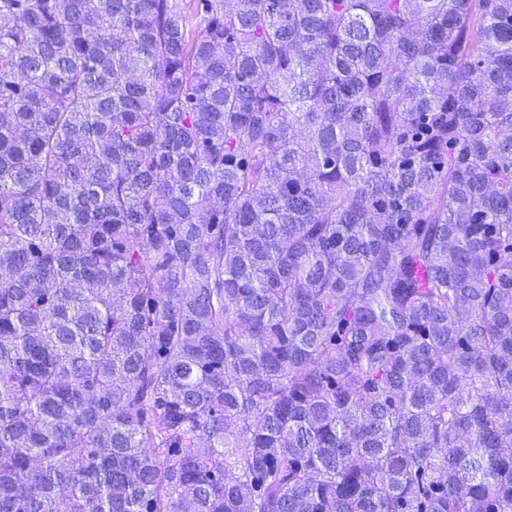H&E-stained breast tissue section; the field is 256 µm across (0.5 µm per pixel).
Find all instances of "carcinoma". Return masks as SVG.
Masks as SVG:
<instances>
[{"instance_id": "cac0c4a2", "label": "carcinoma", "mask_w": 512, "mask_h": 512, "mask_svg": "<svg viewBox=\"0 0 512 512\" xmlns=\"http://www.w3.org/2000/svg\"><path fill=\"white\" fill-rule=\"evenodd\" d=\"M509 448L512 0H0V512H512Z\"/></svg>"}]
</instances>
